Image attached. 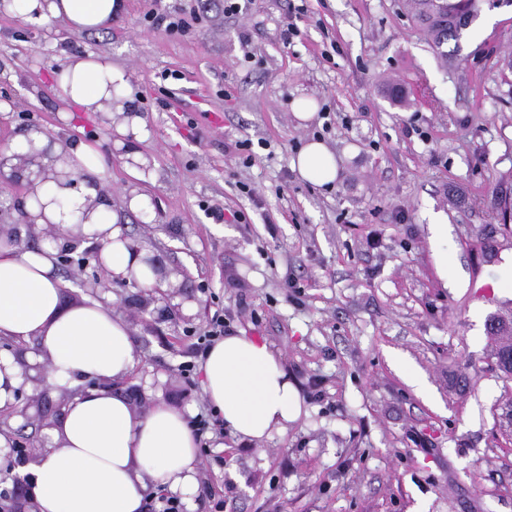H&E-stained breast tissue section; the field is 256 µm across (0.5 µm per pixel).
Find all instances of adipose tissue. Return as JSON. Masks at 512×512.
<instances>
[{"label":"adipose tissue","instance_id":"ef3b65f1","mask_svg":"<svg viewBox=\"0 0 512 512\" xmlns=\"http://www.w3.org/2000/svg\"><path fill=\"white\" fill-rule=\"evenodd\" d=\"M123 0H0V14L25 24L65 22L82 34L111 27ZM68 113L117 119L120 136L138 135L134 89L125 69L110 56H67L55 76ZM56 169L88 177V184L63 189L37 180L27 204L32 222L69 228L82 222L86 237L103 241V266L113 278H137L152 285L154 275L143 253L123 234V219L111 202L85 204L105 172L96 147L84 142L52 145ZM293 168L309 184L334 183V154L318 139L297 154ZM56 252L46 246L25 249L0 237V337L35 341L49 367V387H77L52 435L53 451L30 461L39 512H144L150 490L188 494L199 467L197 440L185 415L160 402L139 414L120 392L83 388L84 379L124 378L135 364L129 324L96 300L62 309L63 282L55 273ZM203 387L229 433L252 441L282 430L303 413L299 390L268 344L245 332L216 342L202 366Z\"/></svg>","mask_w":512,"mask_h":512}]
</instances>
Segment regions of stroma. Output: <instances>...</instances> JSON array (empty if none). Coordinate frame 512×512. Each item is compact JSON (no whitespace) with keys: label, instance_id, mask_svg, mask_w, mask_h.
Segmentation results:
<instances>
[{"label":"stroma","instance_id":"1","mask_svg":"<svg viewBox=\"0 0 512 512\" xmlns=\"http://www.w3.org/2000/svg\"><path fill=\"white\" fill-rule=\"evenodd\" d=\"M239 4L228 17L224 0H126L109 29L81 35L0 15V146L34 125L97 139L125 233L175 271L168 300L144 309L147 289L57 265L62 309L95 299L129 323L122 388L145 410L212 413L193 344L219 316L294 379L303 413L282 431L203 435L185 512H512V379L487 333L512 304V226L496 218L512 201V5L483 0L443 62L406 0ZM152 9L199 19L172 35L147 25ZM73 53L127 70L139 138L118 148L97 118L62 117L53 74ZM303 101L307 123L293 115ZM312 139L336 156L334 185L292 168ZM131 151L153 180L130 174ZM132 194L147 211L126 209Z\"/></svg>","mask_w":512,"mask_h":512}]
</instances>
